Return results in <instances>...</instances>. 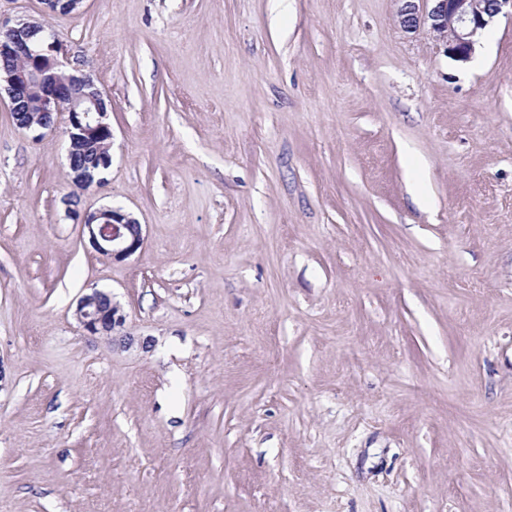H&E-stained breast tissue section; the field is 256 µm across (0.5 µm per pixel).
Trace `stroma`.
<instances>
[{"instance_id":"stroma-1","label":"stroma","mask_w":512,"mask_h":512,"mask_svg":"<svg viewBox=\"0 0 512 512\" xmlns=\"http://www.w3.org/2000/svg\"><path fill=\"white\" fill-rule=\"evenodd\" d=\"M399 7L0 0L113 133L83 188L0 101V512H512V15L459 63ZM80 223L86 230L91 248L112 260H123L134 254L144 242L142 227L129 213L119 208L85 212ZM76 316L84 331L91 336H108L125 323V316L111 294L98 290L81 297Z\"/></svg>"}]
</instances>
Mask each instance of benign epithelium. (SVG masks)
Segmentation results:
<instances>
[{
  "label": "benign epithelium",
  "mask_w": 512,
  "mask_h": 512,
  "mask_svg": "<svg viewBox=\"0 0 512 512\" xmlns=\"http://www.w3.org/2000/svg\"><path fill=\"white\" fill-rule=\"evenodd\" d=\"M82 0H42L51 13L77 10ZM512 8V0H402L399 24L407 33L425 29L436 47L456 62L470 61L482 32L493 19ZM0 51L17 59V65L0 71L3 91L16 124L36 135L67 113V160L78 147L94 148L88 164H69L73 180L82 187L104 183L111 165L107 149L112 144L106 95L84 71L81 60L38 21L0 22ZM91 248L112 260L134 254L144 242L142 227L119 208L84 213L80 218ZM78 322L91 336H108L124 326L125 316L111 294L94 290L79 300Z\"/></svg>",
  "instance_id": "benign-epithelium-1"
}]
</instances>
